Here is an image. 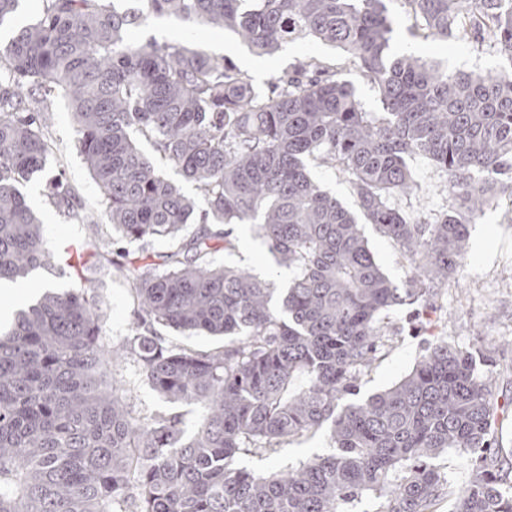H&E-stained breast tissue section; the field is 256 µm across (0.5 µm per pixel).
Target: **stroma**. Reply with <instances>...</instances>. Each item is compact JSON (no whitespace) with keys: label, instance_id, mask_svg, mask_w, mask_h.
<instances>
[{"label":"stroma","instance_id":"stroma-1","mask_svg":"<svg viewBox=\"0 0 512 512\" xmlns=\"http://www.w3.org/2000/svg\"><path fill=\"white\" fill-rule=\"evenodd\" d=\"M410 20H399L393 36L395 50L411 49L437 59L444 68L455 70L495 71L502 60L495 54H478L465 44L454 42L421 43L410 34ZM129 39L149 38L160 43L180 42L198 48L209 55L227 58L251 78L254 85L265 87L274 78L290 71L297 60L318 56L332 61L336 49L310 39L284 44L272 54L259 56L241 42L233 32L207 24H189L174 17H154L146 25L131 30ZM50 134L54 153L42 172L21 187L30 206L36 210L44 225L47 247L53 256H60L65 247L93 237L94 226L77 224L63 219L49 204L46 184L55 177L62 178L86 206H97L99 190L75 146L76 129L62 94H55L50 107ZM410 168L418 184L415 194L393 198L392 204L407 213L437 211L442 206L443 178L430 160L417 156ZM364 233L376 262L396 285H404L410 268L394 243L380 236L372 225H364ZM236 248L213 253L215 262L245 269L275 287H287L293 277L290 269L274 263L267 247L254 237L250 225L236 224L228 229ZM107 310L106 332L112 341L128 334L133 319V304L128 285L118 272L104 279L100 290ZM430 331H422L417 320L410 316L409 306L395 307L390 314L391 326L399 330L391 348L373 363L360 385L361 395L367 396L391 387L404 377L422 354L429 337H444L449 343L464 349L492 350L497 362V388L512 395V200L501 199L477 219L471 227L466 266L458 280L449 282L439 308L432 313ZM114 379L128 390L135 410L165 409L167 403L151 390L143 377L127 364L114 366ZM331 451L325 433L284 444L271 456H245L241 465L258 473L296 467L315 455Z\"/></svg>","mask_w":512,"mask_h":512}]
</instances>
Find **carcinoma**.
<instances>
[{
  "instance_id": "carcinoma-1",
  "label": "carcinoma",
  "mask_w": 512,
  "mask_h": 512,
  "mask_svg": "<svg viewBox=\"0 0 512 512\" xmlns=\"http://www.w3.org/2000/svg\"><path fill=\"white\" fill-rule=\"evenodd\" d=\"M22 0H0V28ZM40 16L0 43V281L51 266L43 223L20 186L53 152L50 98L68 100L77 144L100 193L84 210L56 183L60 215L99 237L77 247L79 287L45 289L0 334V512H512L496 426L512 405L493 385L495 359L445 340L428 344L387 390L358 397V382L387 346L398 305L438 308L465 265L470 224L496 199L512 200V0H42ZM229 28L256 54L312 38L341 51L310 56L267 89L228 59L182 43H134L151 17ZM412 37L454 41L505 59L493 74L447 70L392 48L394 25ZM353 72L383 111L359 101ZM194 182L201 201L159 174L133 134ZM444 177L435 214L390 205L417 185L407 157ZM335 168L360 215L310 177ZM260 218L256 234L294 278L276 289L244 269L217 265L219 225ZM390 239L411 266L397 287L375 261L361 223ZM165 239L161 262L151 243ZM134 302L130 334L105 342L96 290L109 268ZM225 337L198 350L156 326ZM133 364L159 396L199 404L188 435L174 410L141 413L109 376ZM324 431L334 452L259 474L237 458L270 455ZM466 454L457 489L433 463Z\"/></svg>"
}]
</instances>
